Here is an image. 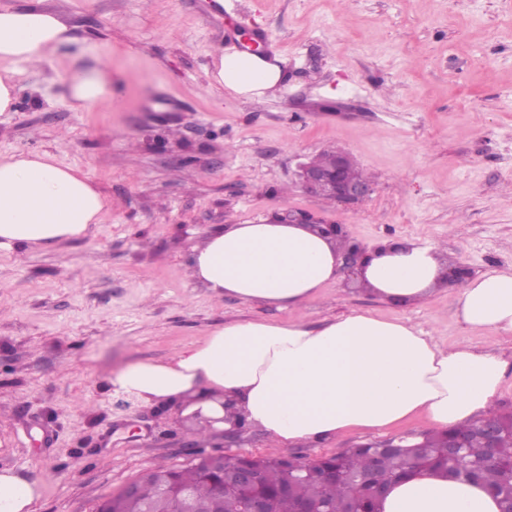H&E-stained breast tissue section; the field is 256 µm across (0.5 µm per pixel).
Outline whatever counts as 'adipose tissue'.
I'll use <instances>...</instances> for the list:
<instances>
[{
    "label": "adipose tissue",
    "instance_id": "adipose-tissue-1",
    "mask_svg": "<svg viewBox=\"0 0 512 512\" xmlns=\"http://www.w3.org/2000/svg\"><path fill=\"white\" fill-rule=\"evenodd\" d=\"M72 41L60 11L0 8V113L14 110L21 72L39 68ZM107 71L99 59L71 81L76 111L111 98ZM282 77L277 60L234 51L220 55L210 83L249 98ZM107 206L81 171L59 164L52 153L0 154V250L83 237ZM344 248L343 239L328 240L298 224H230L194 247L190 273L214 295L295 311L342 277ZM447 274L436 245L409 242L375 249L360 279L382 299L410 304L444 288ZM457 309L469 328L512 334V269L465 281ZM506 367L472 343L444 346L409 319L353 313L319 327L299 318L227 323L166 361L129 366L110 384L145 402L192 400L205 416L247 423L288 447L416 417L443 430L461 427L488 410ZM43 493L39 481L0 470V512H32ZM378 509L500 512L486 485L431 469L393 482Z\"/></svg>",
    "mask_w": 512,
    "mask_h": 512
}]
</instances>
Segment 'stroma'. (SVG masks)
I'll return each mask as SVG.
<instances>
[{"mask_svg":"<svg viewBox=\"0 0 512 512\" xmlns=\"http://www.w3.org/2000/svg\"><path fill=\"white\" fill-rule=\"evenodd\" d=\"M0 0L64 9L78 41L109 59L112 96L74 112L64 83L88 66L60 50L19 78L0 113V153L56 155L111 203L87 236L0 250V469L39 480L34 512H93L144 471L187 464L199 424L175 401L142 403L109 380L242 320L291 311L214 296L194 281L210 230L285 210L342 225L349 241L440 247L472 275L512 266V0ZM283 60L274 95L210 86L241 30ZM336 148L375 184L357 204L299 189L300 158ZM457 286L410 306L348 279L301 311L403 317L444 345L512 363V335L468 329ZM357 431L287 449L245 428L231 454L314 460L368 441Z\"/></svg>","mask_w":512,"mask_h":512,"instance_id":"obj_1","label":"stroma"}]
</instances>
